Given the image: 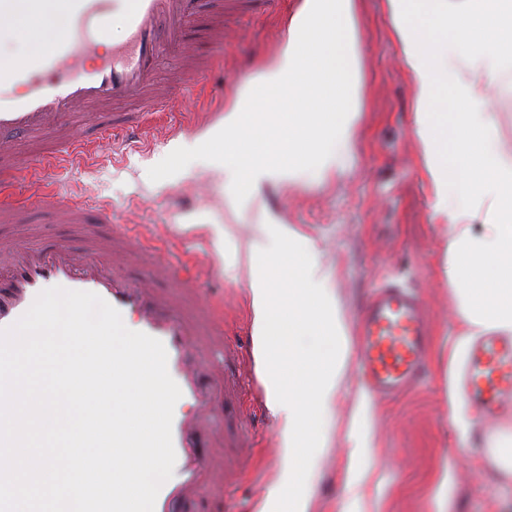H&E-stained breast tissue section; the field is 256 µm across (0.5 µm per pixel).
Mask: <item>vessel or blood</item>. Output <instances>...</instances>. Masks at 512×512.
Instances as JSON below:
<instances>
[{
	"label": "vessel or blood",
	"mask_w": 512,
	"mask_h": 512,
	"mask_svg": "<svg viewBox=\"0 0 512 512\" xmlns=\"http://www.w3.org/2000/svg\"><path fill=\"white\" fill-rule=\"evenodd\" d=\"M199 0H66L69 38L53 40L45 49L0 64V166H18V139L50 138L47 162L86 151L89 139L69 134L73 118L93 109V127L105 123L139 133L151 116L166 111L171 100L159 90L158 63L163 56L185 60V31ZM124 39L112 41V27ZM73 224L86 220V207L59 201L40 191L28 200L45 205ZM123 251L113 247L77 256L64 249H33L14 240H0V329L13 325L46 288L60 286L99 295L121 315L136 313L134 331L159 339L168 355V371L181 389L180 407L172 422L176 458L184 466L180 484L165 482L154 512H173L181 499L193 497L201 479L224 480L223 448L238 435L223 437L213 424L218 405H237L242 393L262 388L244 376L249 342H227L202 321L186 314L180 301L158 294L149 280L161 277L166 265L153 260L148 280L128 281L111 273ZM429 328L423 303L397 288L379 289L357 327L358 371L379 396L393 395L424 373ZM209 356L206 369L193 361L195 352ZM468 398L483 412L494 413L512 398V337L485 335L469 353L464 369ZM193 406L185 415L183 406Z\"/></svg>",
	"instance_id": "b4317fda"
}]
</instances>
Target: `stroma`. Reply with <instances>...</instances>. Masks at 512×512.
Returning a JSON list of instances; mask_svg holds the SVG:
<instances>
[{
  "label": "stroma",
  "mask_w": 512,
  "mask_h": 512,
  "mask_svg": "<svg viewBox=\"0 0 512 512\" xmlns=\"http://www.w3.org/2000/svg\"><path fill=\"white\" fill-rule=\"evenodd\" d=\"M298 0H262L224 22V52L212 60L206 25L210 0H202L185 34L187 54L198 71L173 94L175 105L134 137L105 131L99 146L70 166L20 171L0 186V200L23 201L51 185L59 197L112 208L111 224H65L52 209L29 211L23 229L0 223V236L21 237L32 247H62L83 254L110 236V225L129 231L127 254L113 266L122 279L141 278L143 248L160 250L171 278L160 279L166 296L180 294L192 280L194 295L183 296L205 324L223 328L233 341L252 328L247 272L229 260L231 247L256 236L264 213L290 230L315 238L330 270L334 293L348 326L378 285L408 288L428 313L432 347L424 377L394 397L370 396L371 442L360 465L370 481L365 512H440V477H447L452 512H512V483L490 467L477 438L498 430L499 418H481L472 438L448 408V351L461 325L452 288L442 274L448 230L431 219L413 131L412 87L391 36L384 0H360L358 54L362 119L350 172L340 181L302 179L265 188L259 200L227 193L217 156L197 142L224 117V108L245 80L277 55L285 26ZM181 295V294H180ZM348 358L336 404L321 418L325 447L309 451V512H343L347 489L349 421L363 382ZM248 431L251 461L223 497L210 485L182 504V512H219L222 503L260 512L282 464L279 425L273 415Z\"/></svg>",
  "instance_id": "stroma-1"
}]
</instances>
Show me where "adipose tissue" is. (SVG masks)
<instances>
[{"instance_id": "adipose-tissue-1", "label": "adipose tissue", "mask_w": 512, "mask_h": 512, "mask_svg": "<svg viewBox=\"0 0 512 512\" xmlns=\"http://www.w3.org/2000/svg\"><path fill=\"white\" fill-rule=\"evenodd\" d=\"M359 0H300L276 58L199 138L219 150L231 189L247 198L302 177L334 181L350 168L361 119ZM414 94V133L432 219L448 226L443 274L463 332L448 355L495 331L512 336V158L494 135L484 88L512 55V0H385ZM270 253L234 251L247 269L256 362L279 421L283 472L261 512H308V451L325 447L320 419L335 402L348 326L329 291L318 243L264 215Z\"/></svg>"}]
</instances>
